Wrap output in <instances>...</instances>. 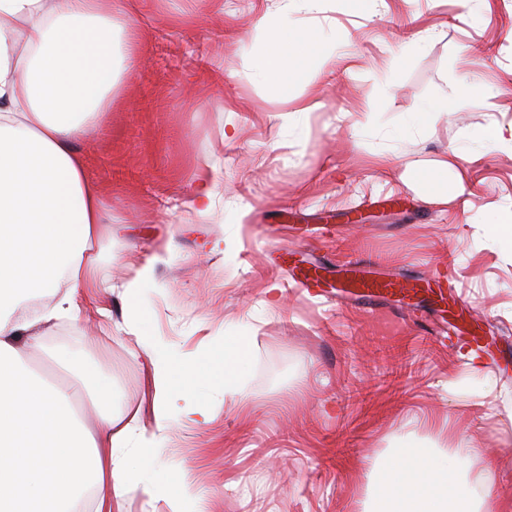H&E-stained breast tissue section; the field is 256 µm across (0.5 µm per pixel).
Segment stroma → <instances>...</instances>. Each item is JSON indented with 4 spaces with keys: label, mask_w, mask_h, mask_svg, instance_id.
<instances>
[{
    "label": "stroma",
    "mask_w": 512,
    "mask_h": 512,
    "mask_svg": "<svg viewBox=\"0 0 512 512\" xmlns=\"http://www.w3.org/2000/svg\"><path fill=\"white\" fill-rule=\"evenodd\" d=\"M115 23L136 45L112 118L79 140L112 214L101 265L110 319L49 324L47 351L100 347L88 358L112 382V409L148 414L137 334L200 355L223 334L253 345L233 397L207 395L209 423L173 424L157 439L159 468L179 465L205 491L207 512H362L373 470L398 449L468 439L471 470L494 469L512 512V249L489 239L494 209H512V146L479 149L466 169L468 207L427 199L399 169H428L485 127L512 124V0H123ZM269 13L320 31L335 70L275 81L246 36ZM477 79L491 96L461 95ZM452 101L448 112L422 103ZM314 99L292 123L283 111ZM234 131L225 139V131ZM396 154L395 169L382 158ZM223 173L211 216L187 205L204 164ZM361 211L364 223L347 222ZM170 243L140 298L138 333L122 285ZM420 290L366 306L344 287L347 261ZM321 294L292 286L305 267ZM460 277L465 303H437ZM279 286L276 305L266 291Z\"/></svg>",
    "instance_id": "35a3bbf8"
}]
</instances>
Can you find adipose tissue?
I'll use <instances>...</instances> for the list:
<instances>
[{"label": "adipose tissue", "instance_id": "ef3b65f1", "mask_svg": "<svg viewBox=\"0 0 512 512\" xmlns=\"http://www.w3.org/2000/svg\"><path fill=\"white\" fill-rule=\"evenodd\" d=\"M119 0H0V512H76L93 494L94 512H124L130 497L165 499L171 512H205L201 493L150 479L158 432L174 418L210 419L203 393L239 390L247 336H226L205 361L178 358L156 336L137 341L148 360L152 426L121 424L112 386L85 362V351L54 353L65 381L27 365L26 347L40 344L31 329L88 309L83 291L108 285L98 250L111 239L105 205L76 140L100 131L112 94L133 63L113 16ZM256 39L266 50L256 66L276 77L302 67L321 71L330 52L319 32L262 15ZM468 151L453 150L434 171L409 172L407 184L435 200L466 201L469 178L460 172ZM456 171L451 188L439 174ZM50 296L32 317L24 299ZM83 390L96 412L88 428L74 403ZM135 437L134 454L123 453ZM472 453L467 440L449 448H404L376 472L375 487L391 512H500L496 473L461 470ZM481 485L483 494L470 492Z\"/></svg>", "mask_w": 512, "mask_h": 512}]
</instances>
